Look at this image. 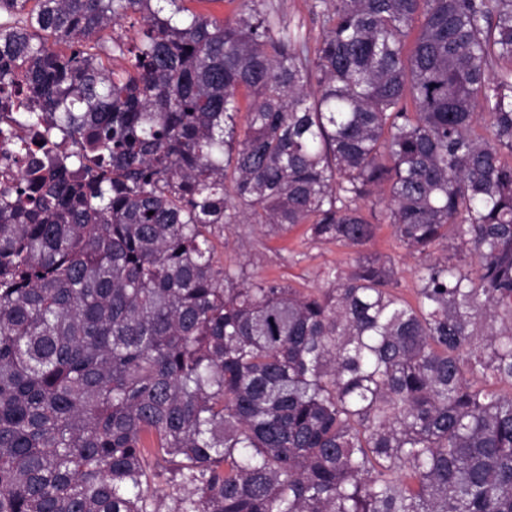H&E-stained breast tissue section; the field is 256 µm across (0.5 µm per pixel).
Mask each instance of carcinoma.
<instances>
[{
    "instance_id": "carcinoma-1",
    "label": "carcinoma",
    "mask_w": 512,
    "mask_h": 512,
    "mask_svg": "<svg viewBox=\"0 0 512 512\" xmlns=\"http://www.w3.org/2000/svg\"><path fill=\"white\" fill-rule=\"evenodd\" d=\"M28 2L0 0V141L43 131L0 180V512H512V0H313V50L256 6ZM376 193L413 304L362 251ZM225 224L355 265L256 279ZM186 5L198 12L212 13L224 22H234L243 10V0H193Z\"/></svg>"
}]
</instances>
